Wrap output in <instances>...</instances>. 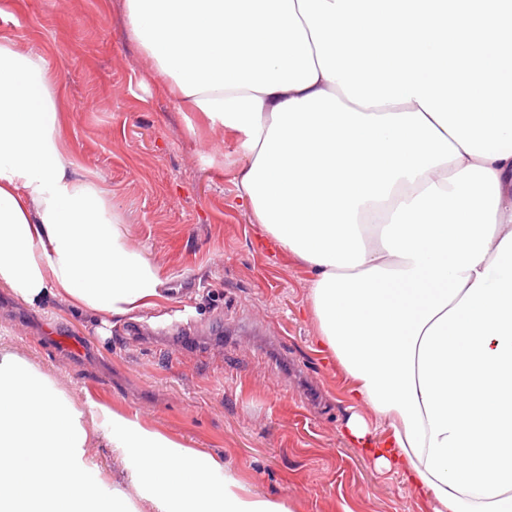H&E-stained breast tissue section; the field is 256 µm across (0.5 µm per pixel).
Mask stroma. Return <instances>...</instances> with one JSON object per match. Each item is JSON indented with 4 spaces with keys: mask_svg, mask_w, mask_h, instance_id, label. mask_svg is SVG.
<instances>
[{
    "mask_svg": "<svg viewBox=\"0 0 512 512\" xmlns=\"http://www.w3.org/2000/svg\"><path fill=\"white\" fill-rule=\"evenodd\" d=\"M0 36L48 60L81 173L164 281L157 307L108 325L0 290V349L222 457L292 512H431L342 437L348 382L317 351L311 275L239 207L236 144L180 111L129 40L124 0H0Z\"/></svg>",
    "mask_w": 512,
    "mask_h": 512,
    "instance_id": "obj_1",
    "label": "stroma"
}]
</instances>
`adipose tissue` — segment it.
<instances>
[{
	"mask_svg": "<svg viewBox=\"0 0 512 512\" xmlns=\"http://www.w3.org/2000/svg\"><path fill=\"white\" fill-rule=\"evenodd\" d=\"M125 10L181 110L238 146L256 223L309 268L318 351L350 380L345 437L432 512H512V0ZM63 112L45 57L1 41L0 288L107 324L155 307L163 279L78 173ZM0 386V512H292L6 349ZM95 440L119 477L88 459Z\"/></svg>",
	"mask_w": 512,
	"mask_h": 512,
	"instance_id": "obj_1",
	"label": "adipose tissue"
}]
</instances>
